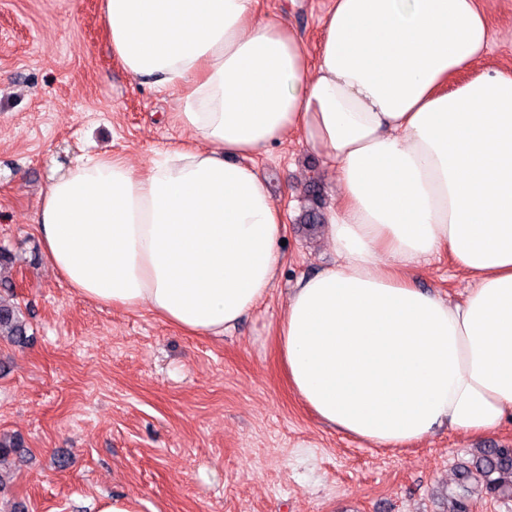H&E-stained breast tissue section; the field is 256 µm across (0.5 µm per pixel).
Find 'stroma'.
<instances>
[{
  "label": "stroma",
  "mask_w": 512,
  "mask_h": 512,
  "mask_svg": "<svg viewBox=\"0 0 512 512\" xmlns=\"http://www.w3.org/2000/svg\"><path fill=\"white\" fill-rule=\"evenodd\" d=\"M491 41L480 68L512 73V0H478ZM332 0H256L254 18L287 23L309 59ZM103 0H0V295L14 294L29 342L0 341V435L22 455L0 512H97L130 496L141 512H445L476 449L512 445L440 430L403 448L362 443L321 422L290 390L274 336L296 283L329 266L324 224L335 174L300 134L254 159L285 213L278 274L223 339L190 336L147 309L103 306L46 267L34 224L48 179L86 151L146 169L156 149L189 142L176 91L122 69ZM459 301L448 254L417 278Z\"/></svg>",
  "instance_id": "obj_1"
}]
</instances>
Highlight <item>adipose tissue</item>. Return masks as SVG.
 <instances>
[{"label": "adipose tissue", "instance_id": "ef3b65f1", "mask_svg": "<svg viewBox=\"0 0 512 512\" xmlns=\"http://www.w3.org/2000/svg\"><path fill=\"white\" fill-rule=\"evenodd\" d=\"M255 0H104L124 70L179 92L193 142L139 170L108 152L50 177L36 225L82 297L223 337L267 295L284 229L247 157L289 132L336 173L334 265L300 280L275 336L322 422L400 448L512 417V75L470 76L478 0H333L309 60ZM456 86H449V79ZM471 279L452 303L416 279L439 253Z\"/></svg>", "mask_w": 512, "mask_h": 512}]
</instances>
